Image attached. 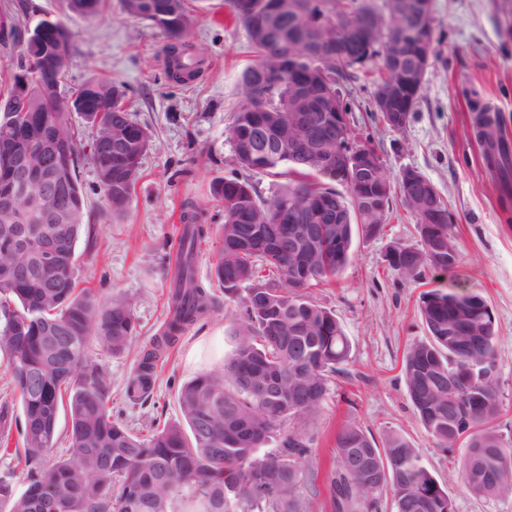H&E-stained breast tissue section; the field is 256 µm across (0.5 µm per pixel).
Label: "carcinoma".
<instances>
[{"label": "carcinoma", "mask_w": 512, "mask_h": 512, "mask_svg": "<svg viewBox=\"0 0 512 512\" xmlns=\"http://www.w3.org/2000/svg\"><path fill=\"white\" fill-rule=\"evenodd\" d=\"M298 14L280 21L281 0H232L235 20L244 27L258 61L242 73L241 93L247 95L249 76L261 65L269 37L297 42L303 30L330 35L336 22L362 10L363 0H295ZM133 16L151 22L168 41V70L178 78L191 73L184 61L186 38L193 20L186 0H140ZM64 30L59 21L26 38L20 58L10 71L0 108L3 130L43 148L45 139L59 136V146L49 153L52 163H62L63 176L72 182L70 202L85 217V200L77 169L89 148L105 194L109 213L121 212L140 173L145 151L127 155L117 145L92 140L83 145L71 129V112L65 101L45 97L30 85L28 101L36 111H26L18 99L17 85L30 62L39 61L44 46ZM372 63L376 88L388 80L380 50L356 40L351 55L338 56L329 67L335 75L322 81L321 96L336 98V78L344 79L357 65ZM267 95L253 107L242 106L227 129L237 169L212 186L213 199L224 211L223 246L215 263L216 283L204 285L196 276L199 246L209 237L208 209L190 201L185 204L183 228L178 241L179 262L167 296L168 320L162 334L141 352L128 379L124 396L137 404L149 398L155 385L158 362L192 325L221 306L215 292L236 302L231 329L233 354L224 369L203 373L182 384L177 399L189 428L177 423L154 425L149 436L139 435L112 420V377L101 355L123 353L136 338V319L125 299L103 301L90 289H77L76 245L85 238L86 251L97 244L95 226L86 222L66 224L59 234L56 276L53 287L32 269L19 273L26 257L0 224V352L8 357L10 384L19 394L22 410L17 428L21 437L28 484L16 496L9 483L0 480V504L8 512H44L43 498L56 502L55 512H308L306 492L311 453L297 424L315 415L328 399L336 375L343 372L350 345L336 315L312 300L309 289L336 281L351 258L355 233L366 223L378 228L382 213L367 205L370 188L336 171V165L294 163L284 151L262 155L249 151L255 134L263 131L269 141L288 138V62L264 71ZM354 101L342 98L343 129L333 148L360 149L377 154L370 136H361L352 122ZM99 124L112 125L129 136L145 139L147 128L129 118V104L120 86L112 85V97L90 102ZM476 136L485 145L487 166L506 188L512 186V147L503 136L492 143L484 136L498 122L487 113L475 118ZM288 166L287 183L269 198L258 196L250 178L279 176ZM343 184L348 195L334 184ZM304 195L315 214L343 209L347 223L334 240L304 255L279 252L282 238L303 235L317 224H268L288 209V203ZM420 245H397L388 265L406 280L425 282L418 311L429 339L408 345L401 371L417 419L437 447L462 453V480L478 496L512 492V447L497 429L502 412L500 389L494 372L496 331L474 342L449 340L459 335L457 324L475 303H487L478 291H454L437 281L454 275L461 254L451 225L417 224ZM453 262H448V258ZM272 279L256 284L258 272ZM65 325L63 344L50 346L45 330ZM454 374L459 381L455 404L468 420L461 429L448 415V393H434L441 377ZM279 381L281 395L267 400L243 388L242 377ZM70 420L68 460L47 462L56 443L59 409ZM278 440L274 452L258 455L270 440ZM359 452L369 472L359 475L339 468L349 451ZM336 466L328 474L331 512H378L382 498L390 496L394 512H448V492L422 463L408 441L394 433L383 439L356 424H346L335 437Z\"/></svg>", "instance_id": "obj_1"}]
</instances>
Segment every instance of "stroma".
I'll use <instances>...</instances> for the list:
<instances>
[{"mask_svg":"<svg viewBox=\"0 0 512 512\" xmlns=\"http://www.w3.org/2000/svg\"><path fill=\"white\" fill-rule=\"evenodd\" d=\"M38 2L74 34L62 97L70 98L93 76L116 82L131 102L132 120L152 134L129 200L110 220L102 218L106 201L93 162L83 158L79 168L98 246L80 257L77 277L102 300L124 298L133 304L135 344L104 363L112 376L113 419L144 434L158 416L181 422L178 389L210 370L207 362L191 364L190 351L210 336L223 337L225 354L234 350L228 334L236 305L229 301L169 350L148 400L135 405L124 398L140 351L160 335L167 318L183 203L204 202L213 215L221 213L211 187L232 168L226 128L242 103L241 74L254 57L228 0H187L193 18L190 53L200 70L184 85L167 76L164 36L129 16L122 0H107L102 11L88 16L70 12L68 0ZM432 21L436 54L407 125L397 130L372 123L375 87L364 72L349 85L359 103L353 117L373 133L389 179L414 169L448 203L462 260L446 284L480 291L492 308L496 375L506 409L499 431L512 442V199H505L472 131L473 111L485 108L499 115L512 142V0H433ZM418 241L414 218L392 199L383 235L355 239L340 278L310 291L318 304L335 312L350 343L345 374L337 376L321 411L305 422L315 471L310 512H329L326 477L335 436L348 423L378 438L395 432L406 439L446 489L454 512H512V493L477 496L465 488L461 455L436 447L408 396L401 360L406 345L427 337L418 314L423 287L388 268L385 254L392 246Z\"/></svg>","mask_w":512,"mask_h":512,"instance_id":"1","label":"stroma"}]
</instances>
